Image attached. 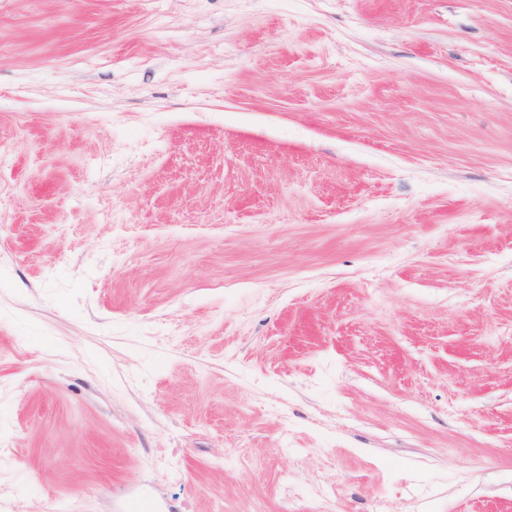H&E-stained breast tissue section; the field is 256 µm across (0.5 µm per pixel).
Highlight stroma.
<instances>
[{
    "label": "stroma",
    "instance_id": "stroma-1",
    "mask_svg": "<svg viewBox=\"0 0 512 512\" xmlns=\"http://www.w3.org/2000/svg\"><path fill=\"white\" fill-rule=\"evenodd\" d=\"M0 512H512V0H0Z\"/></svg>",
    "mask_w": 512,
    "mask_h": 512
}]
</instances>
